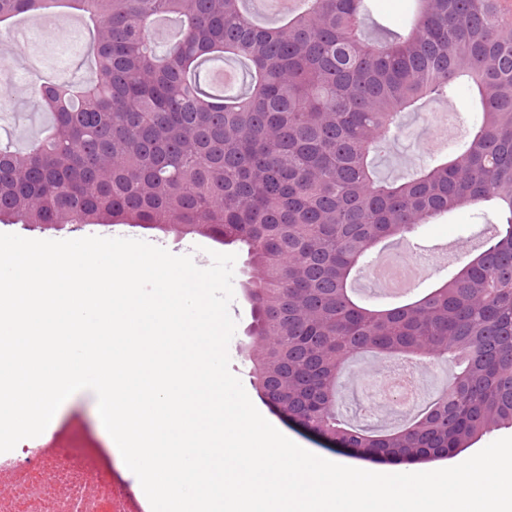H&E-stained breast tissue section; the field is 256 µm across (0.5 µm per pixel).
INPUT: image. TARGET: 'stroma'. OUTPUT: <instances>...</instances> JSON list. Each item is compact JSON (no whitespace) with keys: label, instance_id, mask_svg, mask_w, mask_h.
Segmentation results:
<instances>
[{"label":"stroma","instance_id":"35a3bbf8","mask_svg":"<svg viewBox=\"0 0 512 512\" xmlns=\"http://www.w3.org/2000/svg\"><path fill=\"white\" fill-rule=\"evenodd\" d=\"M410 5L411 0H368V33L376 36L388 30H400L407 19ZM58 18L67 31L78 35L73 49L62 47L59 35L52 29H36L27 22H19L14 26L16 49L28 53L39 75L82 83L91 75L86 63L88 32L82 20L69 12H59ZM438 107L453 116L441 141L433 149L422 150L418 146L419 127L415 123H408L398 139L381 155L380 171L383 175L410 173L430 164L435 155L452 151L477 117L470 96L462 88L452 98L439 101ZM49 122L48 116L26 102L9 77L0 76V137L12 139L14 144L20 146L27 133H41ZM493 218L494 213L486 204L459 210L432 223L420 225L409 241L389 246L388 251L400 258H425L429 267L428 275L415 287L416 293L421 294L448 279L456 272L461 259L480 248L489 234V223ZM151 236L159 246L173 254L192 255L195 263L202 268L211 263L210 251L220 247L219 242L207 237L176 230H155ZM245 260V254H238L234 266V300L230 313L237 327L228 346L232 373L240 378L250 400L264 418L296 444L320 457L328 459L335 456L348 466H361L362 458L348 451L338 452L327 447L319 436L290 423L275 412L255 388L251 378L253 347L245 335V329L251 321V307L243 291L247 272ZM388 369V362L370 354L356 359L350 375L341 379L339 387L340 412L347 421L368 428L390 429L400 426L401 419L397 416L370 418L365 398L350 393L352 376L363 373L369 378L381 380ZM109 439L110 435L98 413L97 398L88 392H79L71 397L50 435L52 448H60L72 454L100 455L102 464L99 470L87 480L91 490L108 489L119 483L128 491H135L134 479L119 449L110 445Z\"/></svg>","mask_w":512,"mask_h":512}]
</instances>
